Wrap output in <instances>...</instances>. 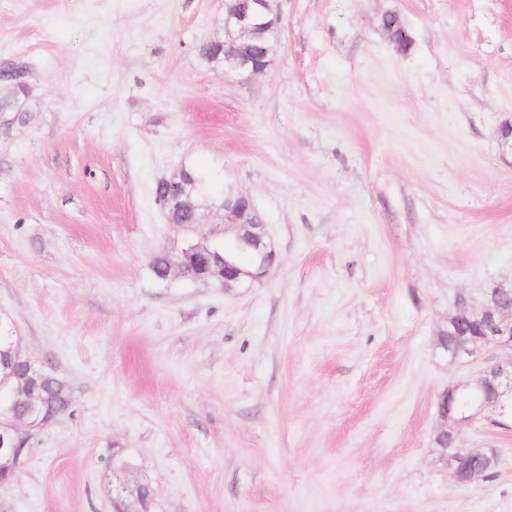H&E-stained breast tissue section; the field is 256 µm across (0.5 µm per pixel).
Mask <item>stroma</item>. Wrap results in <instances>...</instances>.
I'll use <instances>...</instances> for the list:
<instances>
[{
	"label": "stroma",
	"instance_id": "obj_1",
	"mask_svg": "<svg viewBox=\"0 0 512 512\" xmlns=\"http://www.w3.org/2000/svg\"><path fill=\"white\" fill-rule=\"evenodd\" d=\"M242 82L199 54L225 0H0V311L74 415L37 437L0 512H112L113 452L156 512H512V428L484 410L456 485L439 395L477 377L437 334L512 289V0H279ZM397 14L410 44L381 26ZM248 195L278 253L248 289L156 280L177 252L156 182ZM27 71L9 61L0 63V82L8 84L15 94L22 93L27 83ZM475 456L482 457L485 460L487 467L495 468L497 465L498 456L492 449L488 452L479 448H459L456 445L455 447L450 448V451L448 453L446 452L439 462L448 468L453 481L457 485H465L486 476L483 469H472L469 472V480L467 482L460 481L461 471L464 469L468 461Z\"/></svg>",
	"mask_w": 512,
	"mask_h": 512
}]
</instances>
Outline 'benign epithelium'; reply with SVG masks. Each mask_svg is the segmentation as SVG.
<instances>
[{"mask_svg":"<svg viewBox=\"0 0 512 512\" xmlns=\"http://www.w3.org/2000/svg\"><path fill=\"white\" fill-rule=\"evenodd\" d=\"M276 0H228L224 11V44L248 46L250 42L263 37L266 30L277 26L280 17ZM270 63L261 65L250 64V56L235 53H224V75L248 78L263 73ZM253 207L251 199L243 194L224 199L218 210L224 215V239L233 243L239 250L249 251L256 257V267L244 268L236 265L231 259L224 258V266L210 269L211 244L204 240H188L187 248L175 253V261L168 267L167 276L178 275L186 267L194 270L196 280L203 283L219 282L226 290L251 288L272 274L277 263V251L271 239L267 225L254 224L247 220V211ZM448 323L456 326L461 335L465 336L454 355L456 360L474 359L483 353H490L486 358V366L478 377L464 386H451L443 392L448 401H453L459 391L471 388L491 389L471 412L458 413L449 408L440 413L441 424L437 430L439 436L457 437L458 426L470 422L480 413L492 408L498 418L493 420L497 425H506L512 420V356L499 358L494 355L498 350L512 351V291L506 288L491 289L486 302L476 309L468 304H461L448 317ZM0 353H7L16 358L24 359L26 367L25 387L32 399L39 397L36 386L42 377L43 364L26 356L22 350L21 337L13 319L0 314ZM53 418H35L29 421L8 419L0 430V488L11 485L8 478L21 472L23 460L32 452L36 436ZM475 456L483 458L487 466L494 468L498 456L495 451H483L479 448L450 449L440 463L448 468L453 481L460 485V473L470 459ZM115 483L112 484V504L131 498L140 503V507L129 512H154L155 493L150 483L133 476V469L112 466Z\"/></svg>","mask_w":512,"mask_h":512,"instance_id":"obj_1","label":"benign epithelium"}]
</instances>
